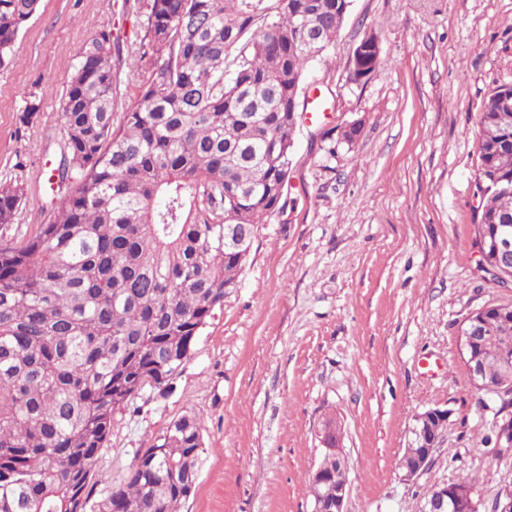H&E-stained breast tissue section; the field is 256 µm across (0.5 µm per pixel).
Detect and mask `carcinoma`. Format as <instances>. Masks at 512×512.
<instances>
[{"label": "carcinoma", "instance_id": "cac0c4a2", "mask_svg": "<svg viewBox=\"0 0 512 512\" xmlns=\"http://www.w3.org/2000/svg\"><path fill=\"white\" fill-rule=\"evenodd\" d=\"M40 0H0V67ZM350 0H149L156 65L112 125V32L79 51L61 104L58 182L77 190L20 242L0 239V512H84L114 411L160 394L224 305L257 226L285 187L309 64L336 42ZM351 81L382 63L376 35ZM475 187L483 270L495 225H512V84L482 106ZM21 187L0 186V224ZM242 225L248 242L224 241ZM487 382L512 393V305L486 312ZM199 419L137 454L98 512H179L198 479Z\"/></svg>", "mask_w": 512, "mask_h": 512}]
</instances>
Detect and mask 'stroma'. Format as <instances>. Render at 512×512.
Segmentation results:
<instances>
[{"instance_id": "stroma-1", "label": "stroma", "mask_w": 512, "mask_h": 512, "mask_svg": "<svg viewBox=\"0 0 512 512\" xmlns=\"http://www.w3.org/2000/svg\"><path fill=\"white\" fill-rule=\"evenodd\" d=\"M112 30L113 125L150 74L146 0H40L0 68V185L22 198L0 237L49 223L59 184L61 101L83 44ZM377 34L384 62L348 80ZM512 84V0H351L336 44L305 77L323 112L296 135L284 212L259 225L236 287L201 330L171 393L116 410L86 512L122 483L140 449L201 417L196 487L181 512H312L321 424L336 416L348 459L345 512H422L434 488L469 478L478 512L512 489V448L485 443L512 416L469 383L460 329L512 304L480 264L475 195L482 105ZM40 100L30 122L29 98ZM358 123L353 144L326 129ZM448 424L413 479L398 467L418 414Z\"/></svg>"}]
</instances>
